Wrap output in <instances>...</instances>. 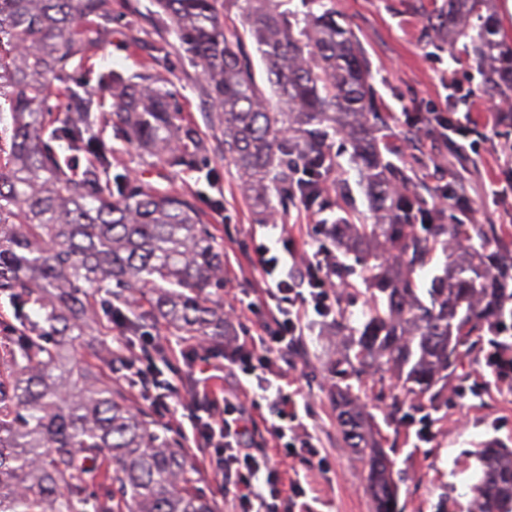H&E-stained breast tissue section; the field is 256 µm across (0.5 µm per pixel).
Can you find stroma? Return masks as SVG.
Returning a JSON list of instances; mask_svg holds the SVG:
<instances>
[{
  "instance_id": "35a3bbf8",
  "label": "stroma",
  "mask_w": 512,
  "mask_h": 512,
  "mask_svg": "<svg viewBox=\"0 0 512 512\" xmlns=\"http://www.w3.org/2000/svg\"><path fill=\"white\" fill-rule=\"evenodd\" d=\"M445 2L332 0V5L344 16L368 60L370 83L380 111L388 118L389 143L412 163L416 185L464 190L469 201L464 211L435 199L444 223L494 225L500 240L512 248V175L502 171L500 162L502 152L512 148V109L498 122L487 121L488 108L499 107L500 99L484 89L470 40L449 42L429 22L430 14ZM109 7L112 32L107 38H100L94 27L77 28L78 39L97 45L94 71H144L149 58L131 44V37L160 49L161 72L170 80L187 118L211 146L198 167L170 171L163 181L157 177L153 158L135 146L113 141V156L119 170L142 182L160 183L192 196L223 255L224 278L212 289L210 299L223 307L224 319L235 333L243 334L252 327L254 316L247 305L261 279L250 261L256 245L268 244L278 255L289 241L303 255L318 249L332 252L336 245L325 235L324 225L338 223L347 212L370 222L352 149L341 136L330 135L336 165L325 178V208L296 202L280 212L276 223H261L240 190L236 168L224 158V136L208 115L200 67L181 50L152 0H111ZM224 27L240 35L257 84L267 87L264 65L244 26L243 0H224ZM432 108L470 114L472 124L444 141L434 133L410 134L406 115ZM336 278L344 283L336 291V310L342 313L345 327H311L291 365L284 368L285 390L315 436L324 463L316 467L306 456L291 458L284 480L301 482L309 512H373L366 467L343 441L334 390L336 365L350 351V331L361 327L371 296L365 286L367 273L360 266L342 268ZM146 331L159 333L160 341L129 354L127 364L113 362L112 380L138 401L141 410L153 414L159 430L174 438L178 435L174 424L187 414L200 366L179 353L189 336L164 326L150 325ZM349 384L372 416L383 449L393 461L401 512H467L470 488L479 476L476 450L490 442L512 448V376L497 377L483 358L465 359L461 376L451 379L447 391L434 402L406 397L389 372L353 378ZM224 387L227 394L239 395L252 415L254 448L278 459L276 443L265 430L270 410L263 392L253 384L240 387L230 376Z\"/></svg>"
}]
</instances>
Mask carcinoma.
<instances>
[{"label": "carcinoma", "instance_id": "cac0c4a2", "mask_svg": "<svg viewBox=\"0 0 512 512\" xmlns=\"http://www.w3.org/2000/svg\"><path fill=\"white\" fill-rule=\"evenodd\" d=\"M303 2L299 18L281 0H244L246 29L286 107L275 112L241 38L224 29L222 0H154L190 61L204 64L224 157L264 221L294 201L296 163L328 157V131L349 142L373 222L331 224L326 234L370 271L374 307L342 373L386 369L407 394L433 401L466 356L512 353L503 339L512 331V251L485 224L442 223L429 206L434 192L417 190L406 163L384 156L393 153L387 122L357 39L324 0ZM486 2L448 0L446 28L452 41L477 42L485 86L498 93L512 87V54L483 20ZM95 20L110 32L108 0H0V151L9 146L0 166V292L15 320L0 355V512H215L152 416L70 353L98 302L109 319L114 305L129 311L133 334L151 318L189 336L224 335V311L208 299L223 261L192 197L112 172L104 133L111 128L163 170L197 167L206 145L154 55L140 74L98 72L112 98V111H101L74 76V62L95 51L72 29ZM52 95L65 112L48 105ZM79 155L86 164L75 171L70 159ZM302 190L305 203L322 198L319 170ZM438 250L445 263L424 300L415 274ZM336 394L346 438L367 459L375 512H397L391 460L356 400ZM476 458L468 512H512V449L488 444Z\"/></svg>", "mask_w": 512, "mask_h": 512}]
</instances>
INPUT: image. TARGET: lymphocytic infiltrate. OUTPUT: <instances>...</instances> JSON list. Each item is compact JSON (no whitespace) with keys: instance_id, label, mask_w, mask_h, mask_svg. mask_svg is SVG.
Returning a JSON list of instances; mask_svg holds the SVG:
<instances>
[{"instance_id":"f902f5d3","label":"lymphocytic infiltrate","mask_w":512,"mask_h":512,"mask_svg":"<svg viewBox=\"0 0 512 512\" xmlns=\"http://www.w3.org/2000/svg\"><path fill=\"white\" fill-rule=\"evenodd\" d=\"M254 255L266 299L249 306L255 317L253 332L225 336L223 360L203 368L198 381L203 395L192 398L189 407L196 410L204 403L220 404L224 412L211 416L209 422L192 423V441L200 449L209 447L214 439H221L222 481L234 491V512H279L283 492L301 497L305 490L297 481L291 483L289 490H282L280 462L270 461L254 450L248 409L226 401L222 381L225 371L235 369L254 377L258 388L272 394L268 432L276 444L284 448L286 455L303 453L317 458L313 435L297 412L287 411L288 396L283 388L275 387L271 374L274 364L287 361L299 349L308 316L326 324L335 322L336 268L320 251L304 262H297V248L292 244L281 257L273 255L263 244L257 246Z\"/></svg>"}]
</instances>
